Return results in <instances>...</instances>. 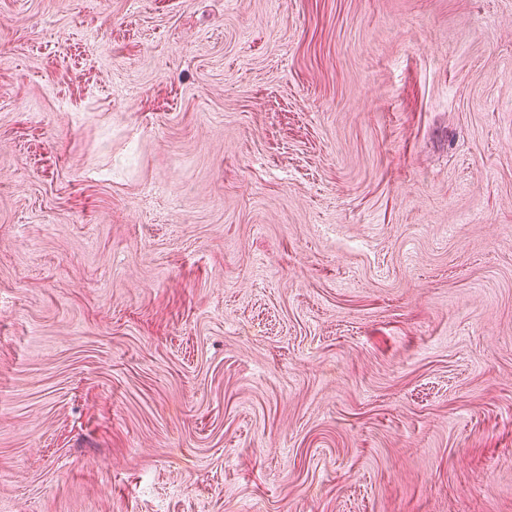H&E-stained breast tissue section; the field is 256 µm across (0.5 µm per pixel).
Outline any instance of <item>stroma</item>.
Wrapping results in <instances>:
<instances>
[{
    "instance_id": "35a3bbf8",
    "label": "stroma",
    "mask_w": 512,
    "mask_h": 512,
    "mask_svg": "<svg viewBox=\"0 0 512 512\" xmlns=\"http://www.w3.org/2000/svg\"><path fill=\"white\" fill-rule=\"evenodd\" d=\"M0 512H512V0H0Z\"/></svg>"
}]
</instances>
